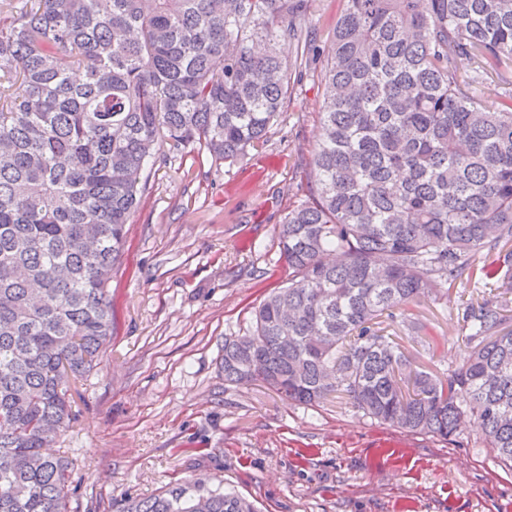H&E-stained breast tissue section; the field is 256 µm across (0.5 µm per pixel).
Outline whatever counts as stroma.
I'll use <instances>...</instances> for the list:
<instances>
[{
  "mask_svg": "<svg viewBox=\"0 0 512 512\" xmlns=\"http://www.w3.org/2000/svg\"><path fill=\"white\" fill-rule=\"evenodd\" d=\"M321 87L304 71L262 148L234 165L184 150L152 169L108 294L101 364L71 385V512H119L186 480L231 489L259 512H512V466L479 429L448 439L377 421L345 396L291 404L261 383L228 386L224 339L287 282L277 227L309 197ZM487 288L458 281L385 322L412 368L438 378L470 352L462 311Z\"/></svg>",
  "mask_w": 512,
  "mask_h": 512,
  "instance_id": "35a3bbf8",
  "label": "stroma"
}]
</instances>
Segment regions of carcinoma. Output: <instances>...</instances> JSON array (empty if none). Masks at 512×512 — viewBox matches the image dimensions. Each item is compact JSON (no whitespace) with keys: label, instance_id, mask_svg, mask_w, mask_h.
<instances>
[{"label":"carcinoma","instance_id":"cac0c4a2","mask_svg":"<svg viewBox=\"0 0 512 512\" xmlns=\"http://www.w3.org/2000/svg\"><path fill=\"white\" fill-rule=\"evenodd\" d=\"M342 2L322 49L310 0H0V512H69L72 463L45 452L71 420L61 375L111 335L149 160L164 143L244 158L315 61L316 182L277 228L288 283L224 337V384L306 406L340 391L444 440L468 420L512 462V0ZM475 278L498 293L463 310L466 362L407 369L380 318ZM124 512L257 509L187 483Z\"/></svg>","mask_w":512,"mask_h":512}]
</instances>
